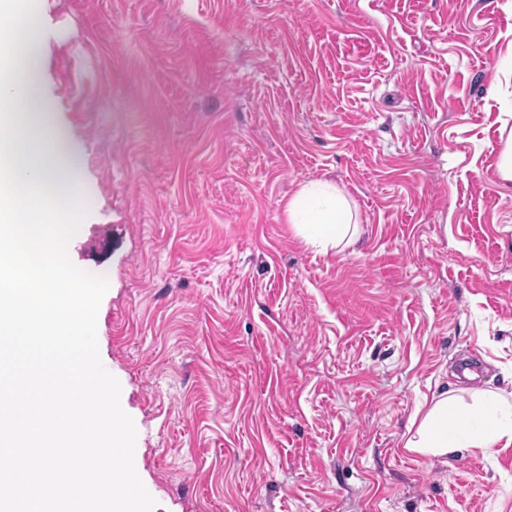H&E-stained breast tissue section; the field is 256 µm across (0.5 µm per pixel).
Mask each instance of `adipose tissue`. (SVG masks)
<instances>
[{
    "instance_id": "obj_1",
    "label": "adipose tissue",
    "mask_w": 512,
    "mask_h": 512,
    "mask_svg": "<svg viewBox=\"0 0 512 512\" xmlns=\"http://www.w3.org/2000/svg\"><path fill=\"white\" fill-rule=\"evenodd\" d=\"M8 60V82H0L6 96L11 148L9 159L23 181L62 190L73 171L59 132L50 122L49 105L40 92L41 55L33 27L30 0H0V60ZM290 224L304 243L321 249L354 242L344 195L333 185H303L284 204ZM471 403L445 391L435 397L418 424L403 438L406 452L429 457L486 453L501 440L512 442V402L503 390L476 391Z\"/></svg>"
}]
</instances>
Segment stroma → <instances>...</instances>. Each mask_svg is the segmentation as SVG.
Listing matches in <instances>:
<instances>
[{
    "mask_svg": "<svg viewBox=\"0 0 512 512\" xmlns=\"http://www.w3.org/2000/svg\"><path fill=\"white\" fill-rule=\"evenodd\" d=\"M153 512H512V444L411 455L512 384V0H31ZM330 182L323 251L285 200ZM284 210L304 243L321 250L351 244L359 234L357 224H350L344 195L326 182L303 185L285 202ZM453 391L435 397L403 438L404 450L429 457L486 453L502 439L512 442V404L505 390L475 391L472 403Z\"/></svg>",
    "mask_w": 512,
    "mask_h": 512,
    "instance_id": "stroma-1",
    "label": "stroma"
}]
</instances>
